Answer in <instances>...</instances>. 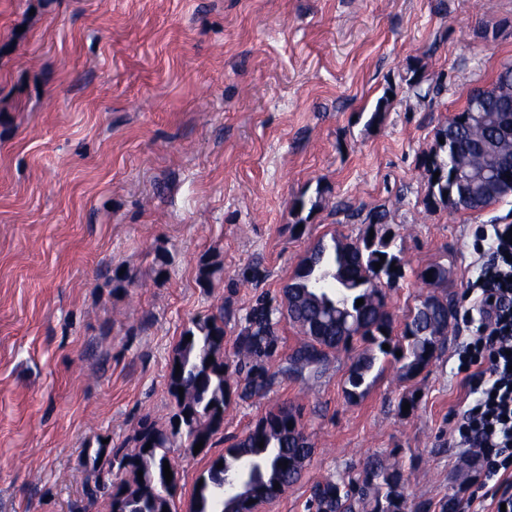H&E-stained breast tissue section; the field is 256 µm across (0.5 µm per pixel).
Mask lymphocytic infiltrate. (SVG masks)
Wrapping results in <instances>:
<instances>
[{
  "label": "lymphocytic infiltrate",
  "mask_w": 512,
  "mask_h": 512,
  "mask_svg": "<svg viewBox=\"0 0 512 512\" xmlns=\"http://www.w3.org/2000/svg\"><path fill=\"white\" fill-rule=\"evenodd\" d=\"M512 228L488 224L479 278L471 282L472 296L464 318H478L479 334L467 345L459 363L475 400L457 426L463 447L481 461L488 492L471 495L468 512H499L512 503Z\"/></svg>",
  "instance_id": "lymphocytic-infiltrate-1"
}]
</instances>
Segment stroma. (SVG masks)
<instances>
[{
	"instance_id": "obj_1",
	"label": "stroma",
	"mask_w": 512,
	"mask_h": 512,
	"mask_svg": "<svg viewBox=\"0 0 512 512\" xmlns=\"http://www.w3.org/2000/svg\"><path fill=\"white\" fill-rule=\"evenodd\" d=\"M507 61L512 0H0V512H110L109 496L84 494L86 449L133 447L144 416L168 426L169 363L192 319L223 312L236 366L256 298L280 297L319 240L363 234L349 208L385 209L396 234L394 334L429 293L418 272L448 266L445 348L412 378L382 361L354 400L344 382L361 341L318 376L232 399L211 448L168 450L177 512L226 437L285 404L314 453L258 512H306L314 483L375 457L403 472L406 506L467 500L480 471L453 431L467 397L458 353L477 326L460 314L475 231L512 224V196L426 209L418 163ZM436 81L444 93L426 96ZM301 196L320 199L303 224Z\"/></svg>"
}]
</instances>
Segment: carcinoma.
I'll return each instance as SVG.
<instances>
[{
    "instance_id": "cac0c4a2",
    "label": "carcinoma",
    "mask_w": 512,
    "mask_h": 512,
    "mask_svg": "<svg viewBox=\"0 0 512 512\" xmlns=\"http://www.w3.org/2000/svg\"><path fill=\"white\" fill-rule=\"evenodd\" d=\"M512 82V63L497 71L494 81L483 89L484 111L469 115L475 94L465 107L436 132L435 145L420 160L427 180L426 196L444 204V196L458 198L462 209L481 211L512 195V111L503 109L497 89L503 79ZM439 176H434V173ZM384 210L371 211L363 236L355 242L331 238L319 242L302 260L281 298H262L240 318L235 337L237 352L247 360L238 371L245 376L230 382L224 363V314L198 318L186 329L173 351L168 378L176 403L170 427L158 428L148 417L140 420L133 448L97 450L85 458L92 467L85 495L94 500L101 493L111 498L112 512H158L160 489L166 484L164 460L173 439L187 441L189 448L199 442L211 447L212 437L224 424V410L232 396L249 399L268 391L276 376L299 377L320 374L329 353L348 348L359 338L391 355L400 371L409 377L421 373L442 349L448 332V314L453 312L448 296L430 294L420 301L404 324L401 340L392 337L391 318L385 310L386 293L381 279L402 277V259L394 251L395 233L385 222ZM374 232L376 240L369 239ZM385 261H380V257ZM381 262L380 269L375 263ZM397 270H391V267ZM432 278H427V274ZM418 278L432 288L448 280V267L435 262L422 269ZM363 305L356 306V300ZM283 318L296 324L303 341L272 374L261 362L274 356L278 336L276 326ZM191 340H185V336ZM389 349H383V345ZM401 356H396V352ZM213 362H208V357ZM377 357L362 356L353 362L347 382L350 397L363 395L366 380ZM184 392H178V388ZM294 428H288V425ZM264 447H259V443ZM151 448H146V444ZM313 448L300 414L282 406L261 416L243 438L235 439L224 453L211 459L194 486L189 512H235V497L225 488L243 484L242 494L264 503L279 497L296 482L301 470L299 458H307ZM288 462L287 467L280 466ZM222 468H217L218 464ZM124 469L128 479L120 486L112 483V471ZM143 471V478L137 472ZM399 468L370 459L356 478L329 477L311 487L309 512H402L398 488ZM279 489H274V485ZM412 512H458V499L433 503L426 499L414 504Z\"/></svg>"
}]
</instances>
